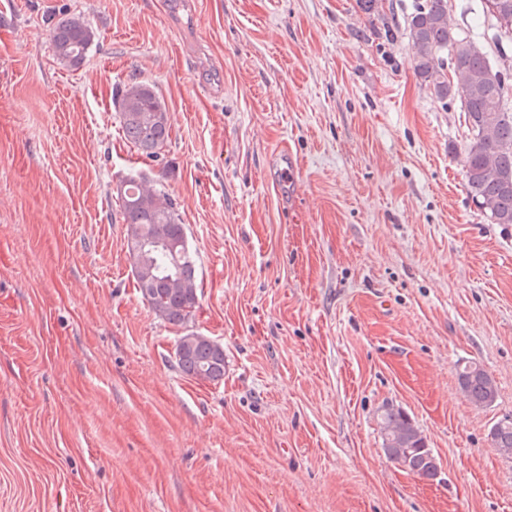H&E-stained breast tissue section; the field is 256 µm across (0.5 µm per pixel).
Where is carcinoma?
I'll return each mask as SVG.
<instances>
[{
    "label": "carcinoma",
    "instance_id": "cac0c4a2",
    "mask_svg": "<svg viewBox=\"0 0 512 512\" xmlns=\"http://www.w3.org/2000/svg\"><path fill=\"white\" fill-rule=\"evenodd\" d=\"M483 13L496 19L497 39L512 38V0H482ZM405 36L416 76L444 107L459 102L470 131L463 161L469 200L494 224H512V70L494 67L484 47L460 33L448 12V0H415L407 17ZM57 60L81 65L95 38L80 16L54 24L48 32ZM453 70L457 81L448 79ZM125 139L138 151L154 157L170 136L167 107L151 85L131 81L115 92ZM131 269L142 298L163 322L182 327L175 347L179 371L199 382L224 379V352L187 329L199 304L198 267L181 224L174 199L142 174H131L116 187ZM458 386L477 408L492 405L498 396L494 380L474 361L461 365ZM386 458L409 474L435 480L440 465L415 422L401 410L383 405L378 412ZM492 446L512 455V419L494 423Z\"/></svg>",
    "mask_w": 512,
    "mask_h": 512
}]
</instances>
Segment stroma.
I'll return each mask as SVG.
<instances>
[{"label": "stroma", "instance_id": "obj_1", "mask_svg": "<svg viewBox=\"0 0 512 512\" xmlns=\"http://www.w3.org/2000/svg\"><path fill=\"white\" fill-rule=\"evenodd\" d=\"M389 3L391 41L356 0H0V512H512L488 436L512 416V224L468 199L464 114L415 75L414 0ZM448 11L512 67L481 0ZM70 15L96 30L76 69L47 38ZM133 80L169 109L151 159L112 100ZM134 171L177 203L219 383L179 372L140 295ZM385 404L436 480L386 459ZM457 381L462 394L477 408L491 406L497 399V385L477 362L468 361L461 365L457 372Z\"/></svg>", "mask_w": 512, "mask_h": 512}]
</instances>
